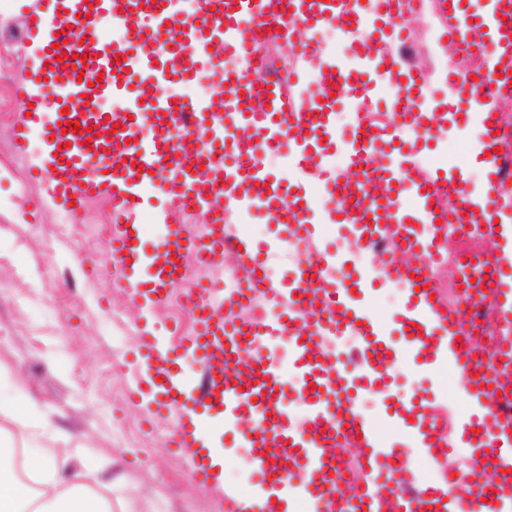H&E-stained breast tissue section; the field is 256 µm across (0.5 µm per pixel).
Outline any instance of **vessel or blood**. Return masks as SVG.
I'll use <instances>...</instances> for the list:
<instances>
[{"instance_id":"obj_1","label":"vessel or blood","mask_w":512,"mask_h":512,"mask_svg":"<svg viewBox=\"0 0 512 512\" xmlns=\"http://www.w3.org/2000/svg\"><path fill=\"white\" fill-rule=\"evenodd\" d=\"M23 42L32 50L31 74L16 82L30 102L15 128V149L34 179L44 182L43 203L77 221L87 203L106 198L115 236L112 259L121 287L153 305L196 277L189 257L214 267L237 257L245 280H215L184 294L196 332L172 347L141 327L139 373L133 396L165 412L191 476L212 489L227 512H512V377L498 383L465 340L460 312L440 296L432 270L445 261L449 225L463 224L502 240L486 257L492 275L482 288L495 309L503 358L512 360V197L500 188L493 149L500 100L469 97L479 112L478 142L485 184L468 189L452 162L422 167L414 147L397 145L392 132L374 127L362 110L386 93L411 127L448 126L451 108H423L426 81L407 62L399 23L403 0H19ZM448 24L441 40L467 37L492 46L467 87L489 79L512 83V0H442ZM339 25L348 56L306 46L274 80L248 73L261 41L291 42L308 31ZM117 40H105L109 28ZM77 30L58 42L62 29ZM82 61H74V54ZM221 79L220 93L194 101L167 94L171 84L201 72ZM354 112L344 163L325 159L336 145V110ZM92 128L90 145L64 124ZM46 149L28 155L31 135ZM288 144L296 183L271 172L266 154ZM356 196L361 206L336 207L331 223L350 242L371 248L391 238L396 253L372 271L350 270L337 279L335 256L317 234V208L309 189ZM190 201L201 229L173 223L168 203ZM277 215L284 243H302L307 259L290 269L287 283L267 281L270 313L239 315L244 286L266 272L250 239L230 227L245 209ZM160 242L143 247V215ZM400 286L407 302L393 324L370 308L377 281ZM358 340L352 359L330 349L332 338ZM287 339L294 368L285 378L272 349ZM427 368L453 367L477 416L465 438L497 484L486 488L471 465L460 463L456 441L430 403L398 396L404 358ZM379 390L396 426L408 439L388 442L361 413V388ZM296 395L302 417L288 412ZM250 449L256 481L228 486L213 465L212 449L225 432ZM434 483H424L423 466Z\"/></svg>"}]
</instances>
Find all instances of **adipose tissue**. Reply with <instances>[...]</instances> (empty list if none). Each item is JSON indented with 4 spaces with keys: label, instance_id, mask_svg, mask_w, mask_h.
<instances>
[{
    "label": "adipose tissue",
    "instance_id": "adipose-tissue-1",
    "mask_svg": "<svg viewBox=\"0 0 512 512\" xmlns=\"http://www.w3.org/2000/svg\"><path fill=\"white\" fill-rule=\"evenodd\" d=\"M1 413L40 446V454L30 457L29 468L36 474L41 489L32 492L0 472V512H112L110 501L92 492L83 482L60 487L57 459L69 457L73 448L67 435L51 431L50 412L20 396L0 405Z\"/></svg>",
    "mask_w": 512,
    "mask_h": 512
}]
</instances>
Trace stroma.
<instances>
[{
  "mask_svg": "<svg viewBox=\"0 0 512 512\" xmlns=\"http://www.w3.org/2000/svg\"><path fill=\"white\" fill-rule=\"evenodd\" d=\"M18 7L17 0H0V57L12 63L0 82V365L18 378V392L52 409L53 429L85 446L60 469L61 480L97 470L105 458L110 465L97 478L112 488V512H225L169 446L167 419H148L144 403L129 395L142 322L164 330L178 319L186 334L190 322L176 302L147 308L119 286L107 260L114 227L106 199L90 201L77 224L33 207L43 187L26 182L12 145L24 110L13 85L28 72ZM476 132L471 113L445 132L417 140L406 128L400 139L419 145L423 165L449 160L464 166L475 187L484 183L483 169L466 146ZM396 391L447 405L455 419L464 404L444 366L406 364Z\"/></svg>",
  "mask_w": 512,
  "mask_h": 512,
  "instance_id": "stroma-1",
  "label": "stroma"
}]
</instances>
